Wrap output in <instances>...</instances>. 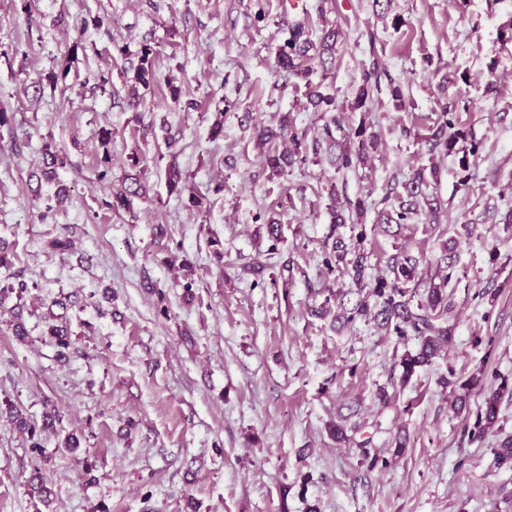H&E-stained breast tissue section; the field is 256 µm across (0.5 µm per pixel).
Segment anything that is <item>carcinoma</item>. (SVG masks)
I'll return each mask as SVG.
<instances>
[{
    "label": "carcinoma",
    "instance_id": "cac0c4a2",
    "mask_svg": "<svg viewBox=\"0 0 512 512\" xmlns=\"http://www.w3.org/2000/svg\"><path fill=\"white\" fill-rule=\"evenodd\" d=\"M336 45V31L330 30L324 36L320 46H315L305 35V25L297 22L293 25L290 36L279 46L276 55L277 65L296 75L304 72V62L311 58L310 51H315L320 64L327 63L324 55H332ZM157 50L149 43L142 45L139 62L134 70V83L147 88L155 80V59ZM378 72V64H373L372 71L365 74L363 83L358 87L356 96L349 104L353 110L366 107L372 96L370 79ZM307 99L314 111L324 114L331 112L333 116L325 121L321 133L315 139L313 151L320 145H326L329 154L334 156L338 169H357L366 165L369 148L373 146V135L367 132V126L359 124L354 129L344 130L339 117L334 112L339 110L335 97L321 92L316 86H308ZM442 122L431 134L429 143L430 154L448 155L460 139L455 130L456 116L449 112L441 113ZM253 135L260 146L274 142L279 138L288 139L286 151L278 149L264 153L263 161L271 173L280 175L286 168L306 161L308 153L307 129L295 125L289 115L282 116L279 130L274 131L266 126H254ZM42 173L48 180L56 177V169L65 165V157L59 153L55 145L47 142L42 147ZM169 193L178 196L188 194L189 207L202 210L203 198L195 195L188 185L189 176L183 173L176 159H171L166 169ZM440 171L436 165L430 168H419L403 183L404 195L397 197L398 209L389 211L378 210L377 223L383 225L406 224L418 214L419 209L426 208L430 216L437 217L442 210L441 200L429 193L431 186L438 183ZM146 187L140 180L133 177L127 185L112 191L110 201L106 205L114 212L131 210L133 199L143 197ZM371 209L367 199H346L333 212L332 223L340 226L350 224L358 232L352 236L350 243L337 240L323 251L322 273L333 274L349 280L350 288L335 292L328 290V295L320 305L313 309V315L324 316L331 306H336V320L343 324H351L360 318L371 316L373 326L388 335L399 338L413 336L417 341L416 349L406 351L401 357L402 372L400 382L406 383L416 370L428 364L442 347L452 340V326L448 325V281L453 275V263L448 261V254H443L437 262L434 277L426 287H421L417 279V270L423 262L422 255L409 253L406 245H401L398 253L389 257L387 262L388 276L368 281L364 277V266L369 252L366 251V226L363 218ZM479 379L471 377L464 382L448 377L442 383L456 392L455 410L461 414L467 409L469 391L477 385ZM512 396V385L504 379L497 388L485 394L482 403L477 407L475 426L478 432L495 425L501 400L504 396Z\"/></svg>",
    "mask_w": 512,
    "mask_h": 512
}]
</instances>
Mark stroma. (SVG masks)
Segmentation results:
<instances>
[{
  "instance_id": "stroma-1",
  "label": "stroma",
  "mask_w": 512,
  "mask_h": 512,
  "mask_svg": "<svg viewBox=\"0 0 512 512\" xmlns=\"http://www.w3.org/2000/svg\"><path fill=\"white\" fill-rule=\"evenodd\" d=\"M301 20L314 42L338 30L331 72L315 61L302 76L277 68ZM146 43L157 80L134 97L129 74ZM376 59L367 111L342 117L378 137L366 167L336 169L322 152L270 175L254 124L288 114L316 138L323 120L307 83L350 102ZM65 62L66 79L50 82ZM0 109L13 115L0 128V246L12 260L0 282L26 286L25 336L0 308V512H512V463L494 458L512 435V399L476 435L441 384L481 374L475 408L512 381V0H0ZM446 110L478 148L471 179L458 155L427 151ZM50 141L66 164L38 188L30 175ZM106 152L105 188L94 172ZM134 152L150 193L116 214L104 201ZM173 158L204 195L202 211L169 193ZM433 162L439 226L423 210L400 236L367 238L371 280L401 244L431 259L458 244L452 341L401 387L415 339L360 320L337 331L310 310L320 289L347 285L321 267L337 197L381 201ZM269 216L282 226L274 255L256 235ZM57 238L70 249L50 248ZM171 240L192 283L168 265ZM54 327L68 330V349ZM11 405L37 425L55 413L40 449ZM342 415L358 429L339 445L329 425ZM71 434L74 450L63 445ZM366 450L381 465L364 464ZM37 470L46 504L27 492Z\"/></svg>"
}]
</instances>
